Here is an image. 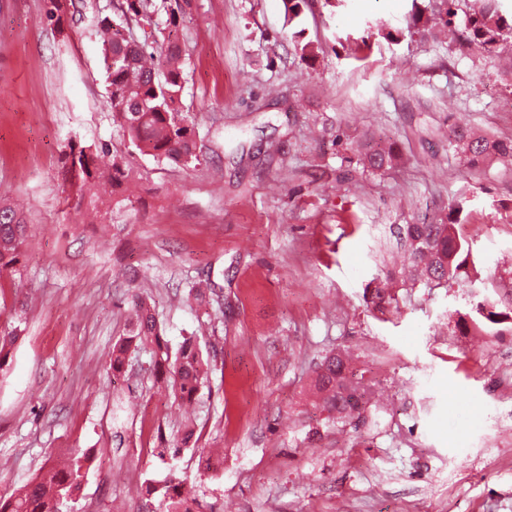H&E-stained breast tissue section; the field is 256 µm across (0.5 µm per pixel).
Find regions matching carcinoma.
I'll return each mask as SVG.
<instances>
[{
  "label": "carcinoma",
  "mask_w": 512,
  "mask_h": 512,
  "mask_svg": "<svg viewBox=\"0 0 512 512\" xmlns=\"http://www.w3.org/2000/svg\"><path fill=\"white\" fill-rule=\"evenodd\" d=\"M175 4L174 8L167 0H118L114 4L116 16L100 20L102 56L113 116L130 143L158 159L188 165L199 160V155L193 123L180 108L184 44L169 34L149 52L148 43L139 42L131 33L133 24L159 27L154 13H166V24L175 25V9L188 5V0H175ZM459 39L471 49L491 54L505 43L512 44V14L502 11L499 0H475ZM455 141L471 165L492 156L512 158V140H492L461 131L456 133ZM69 156L67 173L71 183L83 188L99 178L96 155L72 146ZM400 161V153L391 145L364 154L365 164L374 172L394 168ZM110 178L115 188L131 180V170L116 156L112 158ZM459 213L460 209H451L435 222L400 228L414 270L412 280L434 288L469 276L471 249L460 233ZM23 232V219L17 210L0 201V272L11 271L19 263ZM130 308L129 334L112 347V373H125L130 348L144 349L151 355L154 376L170 384L177 402H194L208 378L209 358L190 338L177 353H171L147 299L133 296ZM371 387L372 381L365 373L353 370L350 358L340 353L324 357L311 384L322 410L327 412L325 423L333 425L366 421L365 397ZM90 462V457L83 456L50 468L17 495L0 497V512H59V500L80 490L84 468ZM145 492L160 493L162 512H200L196 498L185 492L183 481L177 477L160 488L148 483Z\"/></svg>",
  "instance_id": "obj_1"
}]
</instances>
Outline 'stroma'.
Instances as JSON below:
<instances>
[{
	"label": "stroma",
	"instance_id": "obj_1",
	"mask_svg": "<svg viewBox=\"0 0 512 512\" xmlns=\"http://www.w3.org/2000/svg\"><path fill=\"white\" fill-rule=\"evenodd\" d=\"M427 0H191L183 111L199 160L130 146L114 122L99 20L110 0H0V196L26 238L0 273V495L57 462L95 461L69 512H160L146 483L177 472L207 512H512V322H458L512 302V160L468 165L465 128L512 137V58L479 55L411 24ZM304 28L315 60L292 38ZM396 145L401 165L363 169L353 148ZM124 156L134 191L66 180L71 145ZM463 207L478 275L384 288L397 227ZM211 282L219 303L189 291ZM151 300L171 348L194 338L212 371L183 421L148 353L113 377L132 295ZM332 352L373 387L365 425L327 429L309 392ZM192 428L220 448H162ZM320 435H313V428Z\"/></svg>",
	"mask_w": 512,
	"mask_h": 512
}]
</instances>
